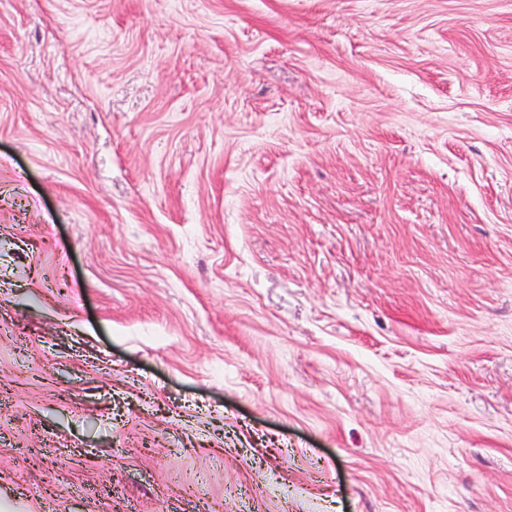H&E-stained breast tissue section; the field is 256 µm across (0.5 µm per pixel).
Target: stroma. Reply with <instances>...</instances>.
<instances>
[{
	"instance_id": "obj_1",
	"label": "stroma",
	"mask_w": 512,
	"mask_h": 512,
	"mask_svg": "<svg viewBox=\"0 0 512 512\" xmlns=\"http://www.w3.org/2000/svg\"><path fill=\"white\" fill-rule=\"evenodd\" d=\"M0 512H512V0H0Z\"/></svg>"
}]
</instances>
